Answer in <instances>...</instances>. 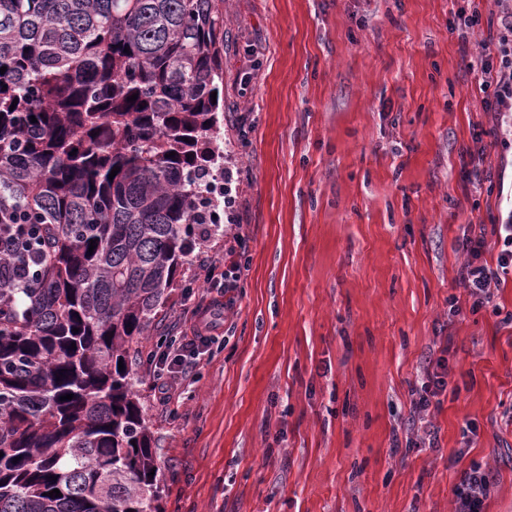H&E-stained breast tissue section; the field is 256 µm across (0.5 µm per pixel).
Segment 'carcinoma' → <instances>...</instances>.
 <instances>
[{"instance_id":"obj_1","label":"carcinoma","mask_w":512,"mask_h":512,"mask_svg":"<svg viewBox=\"0 0 512 512\" xmlns=\"http://www.w3.org/2000/svg\"><path fill=\"white\" fill-rule=\"evenodd\" d=\"M3 66L0 208L43 246L0 287V512H163L128 357L211 205L224 0H0Z\"/></svg>"}]
</instances>
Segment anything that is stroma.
Wrapping results in <instances>:
<instances>
[{
    "instance_id": "35a3bbf8",
    "label": "stroma",
    "mask_w": 512,
    "mask_h": 512,
    "mask_svg": "<svg viewBox=\"0 0 512 512\" xmlns=\"http://www.w3.org/2000/svg\"><path fill=\"white\" fill-rule=\"evenodd\" d=\"M495 0H224V143L246 269L213 288L194 383L178 403L148 354L202 280L176 276L132 370L165 512H454L470 462L486 512H512V273L471 312L463 225L512 205L464 181L482 146L483 35L453 24ZM457 297L459 316L448 314ZM450 388L412 391L438 357ZM475 422L476 433L466 430ZM438 445L418 447L424 428ZM447 384L444 377L427 373L422 378L420 386H416L412 393L413 396H416L411 401L413 416L420 418L422 413L429 411L433 406V399L445 389Z\"/></svg>"
}]
</instances>
